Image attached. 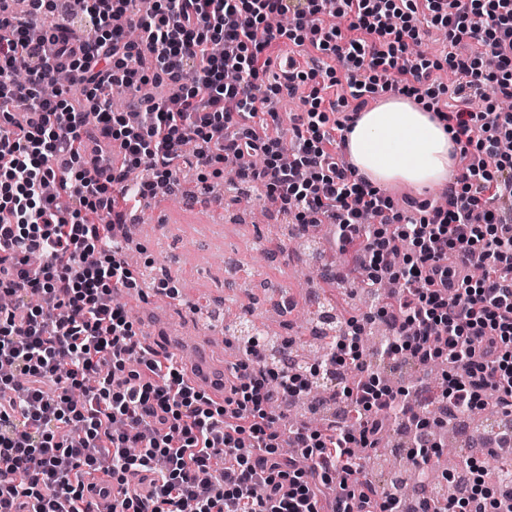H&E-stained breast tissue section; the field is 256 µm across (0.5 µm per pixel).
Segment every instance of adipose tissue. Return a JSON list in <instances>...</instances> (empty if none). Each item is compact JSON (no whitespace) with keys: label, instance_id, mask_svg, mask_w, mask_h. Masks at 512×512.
<instances>
[{"label":"adipose tissue","instance_id":"adipose-tissue-1","mask_svg":"<svg viewBox=\"0 0 512 512\" xmlns=\"http://www.w3.org/2000/svg\"><path fill=\"white\" fill-rule=\"evenodd\" d=\"M346 147L370 183L419 191L447 182L460 151L429 102L400 97L361 113L346 135Z\"/></svg>","mask_w":512,"mask_h":512}]
</instances>
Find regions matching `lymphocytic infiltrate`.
Segmentation results:
<instances>
[{"label":"lymphocytic infiltrate","instance_id":"lymphocytic-infiltrate-1","mask_svg":"<svg viewBox=\"0 0 512 512\" xmlns=\"http://www.w3.org/2000/svg\"><path fill=\"white\" fill-rule=\"evenodd\" d=\"M0 512H92L83 478L112 476L111 512H398L364 478L358 450L377 448L389 422L422 428L417 395L387 386L376 395L357 381L340 396L348 425L294 429L308 467L282 451L277 409L307 392L313 373L279 374L260 342L234 365L224 402L185 385L175 356L147 353L127 311L114 301L137 282L114 221L157 189L178 186L183 168L205 171L241 158V182L259 184L303 229L331 225L342 252L369 287L402 283L376 317L392 330L381 360L444 362L443 397L469 410L495 404L512 414V0H66L67 11L34 26L0 0ZM352 37H343L339 20ZM447 33L443 62L411 53L417 20ZM334 56L343 73L299 69L284 86L274 64L281 40ZM476 41L482 53L461 55ZM27 78L12 77L17 57ZM449 66L458 108L435 107L455 141L462 172L443 204L394 206L358 177L338 149L361 108L381 92L421 100L446 94L436 73ZM70 75L52 97L44 87ZM325 73L346 84L356 107L330 121L320 88L288 118L294 151L270 133L269 98L296 94ZM494 84L500 102L476 112L467 92ZM162 86L133 99L130 125L113 111V88ZM99 133L124 158L107 180L84 139ZM145 168L137 186L127 171ZM114 221L102 223L101 213ZM459 267L449 286L451 267ZM472 485L440 508L418 512H512V482L488 485L480 458H467ZM153 475L146 496L129 475Z\"/></svg>","mask_w":512,"mask_h":512}]
</instances>
